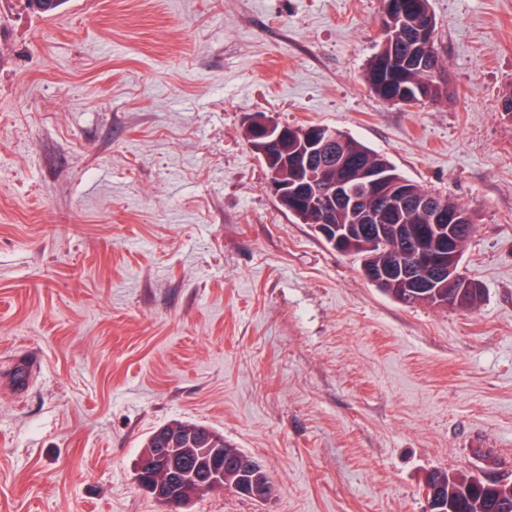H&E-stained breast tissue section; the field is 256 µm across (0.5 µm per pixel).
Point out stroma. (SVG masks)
<instances>
[{
	"instance_id": "1",
	"label": "stroma",
	"mask_w": 512,
	"mask_h": 512,
	"mask_svg": "<svg viewBox=\"0 0 512 512\" xmlns=\"http://www.w3.org/2000/svg\"><path fill=\"white\" fill-rule=\"evenodd\" d=\"M449 79L363 80L383 0H0V512H160L148 436L205 424L276 485L189 512H425L512 473V0H429ZM465 206L468 311L407 306L279 206L256 113Z\"/></svg>"
}]
</instances>
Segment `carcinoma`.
<instances>
[{
	"label": "carcinoma",
	"instance_id": "cac0c4a2",
	"mask_svg": "<svg viewBox=\"0 0 512 512\" xmlns=\"http://www.w3.org/2000/svg\"><path fill=\"white\" fill-rule=\"evenodd\" d=\"M405 5L403 14L382 18V39L398 48L396 56L386 66H381L378 55H373L366 63L364 80L370 90L381 99L391 103L397 89L403 85L413 86L428 80V70L443 68L436 41L428 43L417 39L416 33L422 21L423 10L429 8V0H384V6ZM304 127L288 128V140L283 144V162L279 167L265 165L267 172L274 173V179L282 184L290 182V166L296 163L300 152ZM336 155L340 159L352 162L344 169L332 161L324 165L318 175L319 180L334 184L347 181L353 191L361 194L362 206L372 210L373 225L387 229L383 240H368L366 246H356L350 253L360 257L363 269L399 264L397 256L405 251L421 250L448 254V238L430 237L412 239L405 243L403 229L405 225L421 227L430 223L431 212L413 205V199L429 196L440 206L459 211L467 215V221L457 225L452 237L456 238L459 251L473 232V219L463 205L440 194L433 193L414 181L399 174L394 166L382 155L374 152L349 134L334 129ZM366 168L377 170L384 177L379 190L366 193L363 171ZM279 205L299 224H317L320 216L308 209L300 197L288 191L276 196ZM457 280L470 285L465 296L467 308H472L481 295V288L473 284L457 267ZM381 290L390 297L403 303L408 288L405 283L393 275ZM174 448L176 460L184 464L203 463L208 458L209 449H224V457H236L243 451L224 442V435L202 424L191 421L175 420L155 430L147 439V448ZM426 483L442 490L440 512H512V478L489 480L475 474H453L446 469H437L426 477ZM271 486L266 470L259 466L248 469H224V488L237 490L246 487L260 490Z\"/></svg>",
	"mask_w": 512,
	"mask_h": 512
}]
</instances>
